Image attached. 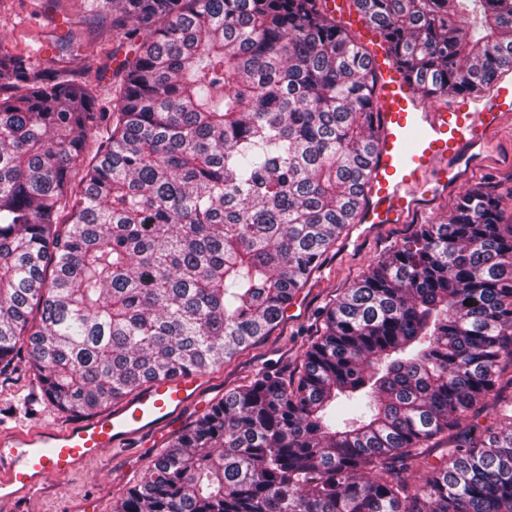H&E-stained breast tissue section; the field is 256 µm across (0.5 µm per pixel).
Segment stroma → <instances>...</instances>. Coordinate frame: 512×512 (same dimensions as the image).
I'll use <instances>...</instances> for the list:
<instances>
[{
  "label": "stroma",
  "instance_id": "1",
  "mask_svg": "<svg viewBox=\"0 0 512 512\" xmlns=\"http://www.w3.org/2000/svg\"><path fill=\"white\" fill-rule=\"evenodd\" d=\"M81 19L79 0H62L59 12L44 13L38 0H0V46L15 51L27 49L35 41L48 42L63 25L64 17ZM118 40L108 35L87 33L81 55L94 58L101 66L98 93L110 100L112 74L120 59L115 52ZM496 186L501 194L512 192V124L494 138L490 167L473 172L463 186L446 193L426 210L416 212L411 222L388 224L369 234L348 227L328 253L324 266L296 296L280 327L249 354L240 355L224 367L203 376L204 398L213 402L223 398L226 390L243 383L261 370H284L295 362L304 344L319 325V313L335 292L348 287L367 271L380 255L396 246L418 224L446 219L463 191L480 184ZM23 370L11 379L0 378V431L32 426L64 425L80 422V415L58 414L44 401L22 407ZM157 454L156 448L143 449L132 459L104 452L82 471L54 481L44 493L27 501L23 512H73L85 498L95 499L100 512H112L118 496L136 483Z\"/></svg>",
  "mask_w": 512,
  "mask_h": 512
}]
</instances>
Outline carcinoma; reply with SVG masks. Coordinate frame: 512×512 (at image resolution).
Masks as SVG:
<instances>
[{"mask_svg": "<svg viewBox=\"0 0 512 512\" xmlns=\"http://www.w3.org/2000/svg\"><path fill=\"white\" fill-rule=\"evenodd\" d=\"M355 2L428 99L512 71V0ZM82 8L134 51L112 106L72 26L0 49V371L23 356L55 410L95 415L277 329L356 223L378 129L366 56L317 0ZM501 214L480 184L416 225L292 370L226 391L113 512H512Z\"/></svg>", "mask_w": 512, "mask_h": 512, "instance_id": "1", "label": "carcinoma"}]
</instances>
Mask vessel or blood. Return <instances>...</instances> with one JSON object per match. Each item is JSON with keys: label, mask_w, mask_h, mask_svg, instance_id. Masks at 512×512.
<instances>
[{"label": "vessel or blood", "mask_w": 512, "mask_h": 512, "mask_svg": "<svg viewBox=\"0 0 512 512\" xmlns=\"http://www.w3.org/2000/svg\"><path fill=\"white\" fill-rule=\"evenodd\" d=\"M323 6L357 36L379 101V139L359 221L374 228L406 223L424 203L490 162L494 135L512 120V83L480 99L423 103L354 0H323ZM203 405L201 378L185 374L156 379L129 401L84 422L1 435L0 500L27 501L51 478L72 474L106 450L126 453L143 438L159 439L183 411Z\"/></svg>", "instance_id": "vessel-or-blood-1"}]
</instances>
